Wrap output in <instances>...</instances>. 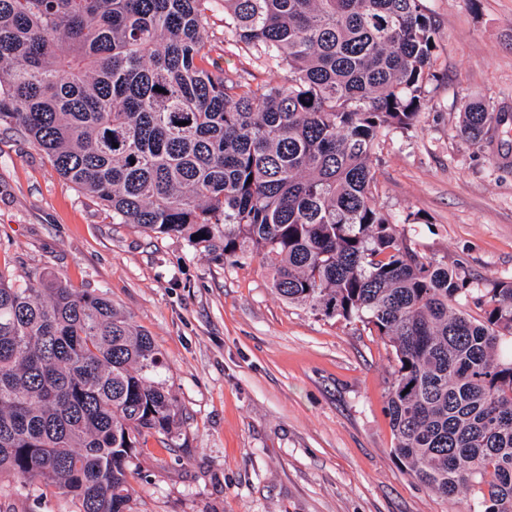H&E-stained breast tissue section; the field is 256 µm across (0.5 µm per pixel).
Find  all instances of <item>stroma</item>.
<instances>
[{
  "label": "stroma",
  "instance_id": "obj_1",
  "mask_svg": "<svg viewBox=\"0 0 512 512\" xmlns=\"http://www.w3.org/2000/svg\"><path fill=\"white\" fill-rule=\"evenodd\" d=\"M437 74L416 126L385 137L375 201L427 259L479 289L512 279V167L459 133L466 101L512 110V0H425ZM211 56L249 68L210 19ZM419 214L417 224L408 214ZM0 270L103 291L147 330L181 414L140 451L129 512H469L412 479L384 412L391 348L361 322L282 300L260 258L232 265L149 237L61 179L20 132L0 129ZM0 512H73L57 490L0 482Z\"/></svg>",
  "mask_w": 512,
  "mask_h": 512
}]
</instances>
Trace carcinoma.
Here are the masks:
<instances>
[{"label": "carcinoma", "instance_id": "cac0c4a2", "mask_svg": "<svg viewBox=\"0 0 512 512\" xmlns=\"http://www.w3.org/2000/svg\"><path fill=\"white\" fill-rule=\"evenodd\" d=\"M215 2L0 0V125L112 223L258 256L288 303L375 330L400 464L470 512H512V281L476 293L373 193L380 141L416 126L435 80L424 0H222L224 34L273 72L255 85L210 63ZM460 118L479 148L512 135L481 102ZM167 371L107 293L0 271V479L128 512L134 457L175 428Z\"/></svg>", "mask_w": 512, "mask_h": 512}]
</instances>
